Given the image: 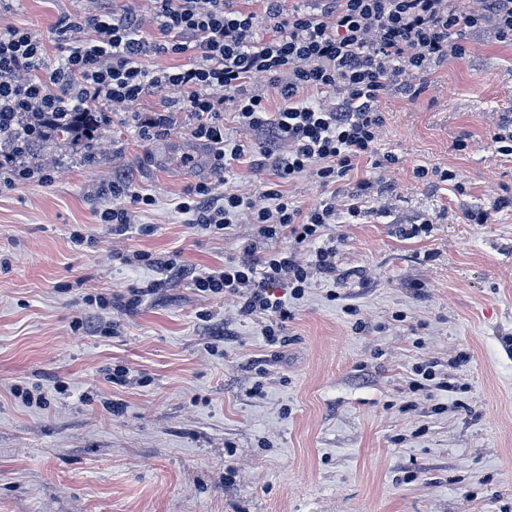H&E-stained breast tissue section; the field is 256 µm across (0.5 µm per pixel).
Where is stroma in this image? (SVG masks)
<instances>
[{
  "mask_svg": "<svg viewBox=\"0 0 512 512\" xmlns=\"http://www.w3.org/2000/svg\"><path fill=\"white\" fill-rule=\"evenodd\" d=\"M94 8L14 0L0 28L47 42L51 70L58 17ZM428 79L417 99H385L381 144L400 163L372 177L365 223L331 225L338 277L291 301L282 350L233 301L203 298L186 279L126 306L153 273L120 253L214 268L250 231L242 222L212 234L178 209L199 183L224 191L193 114L144 138L132 115L160 110L159 99L119 111L89 102L107 124L95 164L83 163L80 137L47 147L38 174L0 190V512H512V208L487 224L464 219L512 197V157L489 139L512 113V44L471 45ZM420 165L458 170L459 187L415 178ZM116 174L152 197L131 210L150 234L116 238L102 221ZM425 219L428 234L398 237ZM100 295L113 307L75 330ZM203 310L216 312L223 340ZM431 359L453 360L452 391H410L412 366ZM118 365L130 383L110 382ZM62 379L67 392H53ZM24 383L48 389L45 408L14 399Z\"/></svg>",
  "mask_w": 512,
  "mask_h": 512,
  "instance_id": "obj_1",
  "label": "stroma"
}]
</instances>
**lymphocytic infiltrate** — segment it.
<instances>
[{
    "instance_id": "f902f5d3",
    "label": "lymphocytic infiltrate",
    "mask_w": 512,
    "mask_h": 512,
    "mask_svg": "<svg viewBox=\"0 0 512 512\" xmlns=\"http://www.w3.org/2000/svg\"><path fill=\"white\" fill-rule=\"evenodd\" d=\"M151 3L162 34L152 42L142 37L136 15L116 13L108 0H96L92 15L60 16L55 31L64 58L51 70L44 65V42L17 27L0 28V140L17 138L21 113L81 112L92 99L121 109L161 95V112L135 120L146 138L168 132L171 113L192 112V135L212 147L225 180L245 167L272 171L277 184L255 200L228 186L219 206L208 184L188 189L178 208L193 225L217 233L243 217L249 237L236 257L210 271L187 268L174 254L123 256L124 264L145 265L155 274L132 296L156 294L166 281L184 276L197 292L232 299L240 317L261 321L268 344L287 347L288 299H302L313 279L336 274V240L325 236L326 226L343 217L357 224L366 215L360 193L370 180H360L358 194L345 203L337 185L360 162L379 170L399 161L380 149L383 99L394 93L414 99L428 91V75L448 58L465 56L469 36L487 33L512 43V0H480L476 10L459 0H304L295 6L260 0L257 12L230 7L229 0ZM261 22L276 29V39L258 38ZM163 55L182 62L146 65V58ZM258 75L277 87L280 108L249 90ZM216 87L223 96H212ZM310 91L323 93L324 102L303 103ZM226 107L253 133V143L227 146L223 126L214 121ZM306 173L321 197L304 208L283 187ZM304 246L309 255L302 261L297 250ZM279 288L288 297L276 296Z\"/></svg>"
}]
</instances>
